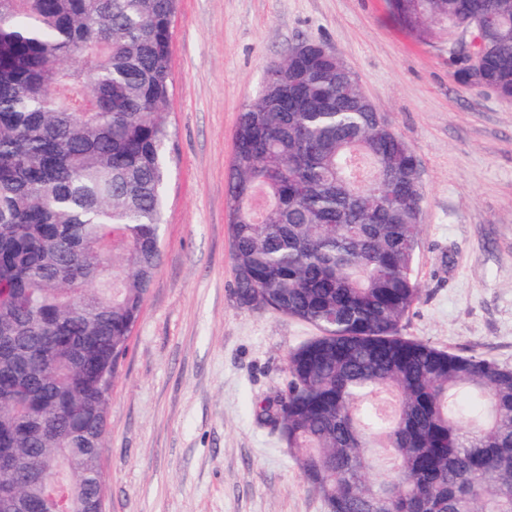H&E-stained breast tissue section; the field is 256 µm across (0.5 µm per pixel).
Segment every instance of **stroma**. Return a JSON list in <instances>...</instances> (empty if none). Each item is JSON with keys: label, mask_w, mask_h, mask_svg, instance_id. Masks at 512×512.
I'll return each instance as SVG.
<instances>
[{"label": "stroma", "mask_w": 512, "mask_h": 512, "mask_svg": "<svg viewBox=\"0 0 512 512\" xmlns=\"http://www.w3.org/2000/svg\"><path fill=\"white\" fill-rule=\"evenodd\" d=\"M162 257L112 384L103 512H328L256 413L313 327L238 304L225 204L239 114L269 64L322 42L414 150L418 304L402 335L512 369V102L389 0H178Z\"/></svg>", "instance_id": "stroma-1"}]
</instances>
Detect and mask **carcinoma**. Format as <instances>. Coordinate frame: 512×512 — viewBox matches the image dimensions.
Here are the masks:
<instances>
[{"label": "carcinoma", "mask_w": 512, "mask_h": 512, "mask_svg": "<svg viewBox=\"0 0 512 512\" xmlns=\"http://www.w3.org/2000/svg\"><path fill=\"white\" fill-rule=\"evenodd\" d=\"M176 6L0 0V482L45 512H94L104 485L162 256ZM390 7L428 42L490 17L482 82L512 95V0ZM269 70L227 182L234 294L317 335L258 422L329 512H512V369L400 335L421 291L414 151L338 60Z\"/></svg>", "instance_id": "1"}]
</instances>
